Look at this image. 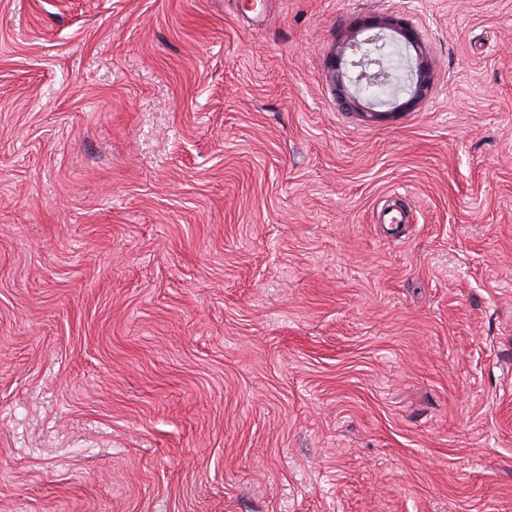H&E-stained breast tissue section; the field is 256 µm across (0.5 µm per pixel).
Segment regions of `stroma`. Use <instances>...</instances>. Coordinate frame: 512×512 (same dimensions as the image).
Instances as JSON below:
<instances>
[{
  "mask_svg": "<svg viewBox=\"0 0 512 512\" xmlns=\"http://www.w3.org/2000/svg\"><path fill=\"white\" fill-rule=\"evenodd\" d=\"M0 512H512V0H0ZM362 32L366 33L361 34ZM392 33L403 38L405 49L406 44L410 45L416 51L417 58L413 64L407 53H403L406 62L403 85L389 97L376 99L367 95L364 88L371 83L386 81L388 74L382 66L366 62L364 50L367 45L376 41L399 45L403 49ZM419 44L418 34L404 19H375L358 26L342 43L337 57L338 64L345 70L347 83L341 81V87L346 103L365 114L378 116L384 112H397L424 99L431 88V72L422 52L419 51ZM406 95L408 99L400 103L399 101ZM382 108L386 110H378Z\"/></svg>",
  "mask_w": 512,
  "mask_h": 512,
  "instance_id": "obj_1",
  "label": "stroma"
}]
</instances>
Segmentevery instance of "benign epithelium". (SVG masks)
Segmentation results:
<instances>
[{
  "label": "benign epithelium",
  "mask_w": 512,
  "mask_h": 512,
  "mask_svg": "<svg viewBox=\"0 0 512 512\" xmlns=\"http://www.w3.org/2000/svg\"><path fill=\"white\" fill-rule=\"evenodd\" d=\"M417 51L416 61L404 56L406 77L403 85L385 99H376L366 94L365 87L371 83L383 82L388 78L383 67L365 60L367 45L383 41L399 44L398 38ZM338 64L345 70V82L341 83L346 103L355 109L378 116L381 109L397 112L424 99L431 88L430 69L419 51V38L416 31L403 19H375L358 26L342 43L338 54Z\"/></svg>",
  "instance_id": "7a95c632"
}]
</instances>
